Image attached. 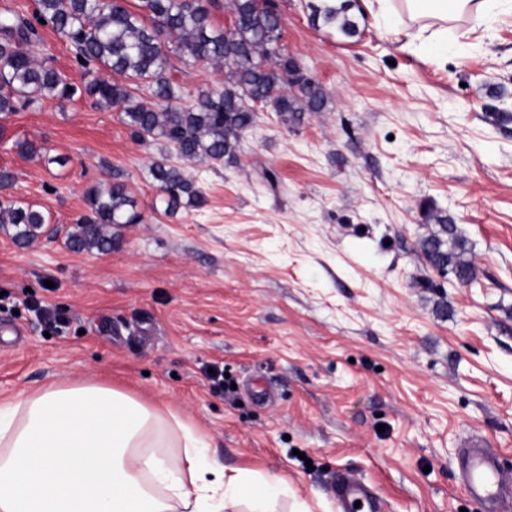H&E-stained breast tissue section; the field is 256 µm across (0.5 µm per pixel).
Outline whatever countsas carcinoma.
<instances>
[{
    "mask_svg": "<svg viewBox=\"0 0 512 512\" xmlns=\"http://www.w3.org/2000/svg\"><path fill=\"white\" fill-rule=\"evenodd\" d=\"M35 20L43 19L76 50L86 72L80 80L66 79L46 62H36L26 49L38 38L34 24L25 18H0V116L7 117L44 98L82 97L93 105L121 108L132 136L141 141L161 137L186 160L221 162L236 157L244 134L255 121V103L272 107L283 121L299 124L306 112H323L327 94L313 79L297 94L283 92L286 84L302 74L294 59L267 38L283 19L276 0H227L235 21L226 34L212 22L218 0H34ZM313 25L333 29L352 38L359 23L349 15L348 0H317L307 4ZM194 61L224 65V87L192 93L188 107L179 99L168 76V53ZM108 71L126 79L114 82L89 70ZM145 87L156 100L143 103L133 87ZM149 173L165 196L173 214L183 205H197L202 196L194 182L166 160H155ZM89 214L69 235L77 251L112 250L117 236L108 228L137 224L142 216L120 177L108 185L92 186L84 195ZM427 224L435 225L419 240V249L435 269L451 268L458 279L474 278L473 262L466 257V243L448 214L428 205L422 210ZM46 218L31 205L0 202V224L15 228L14 239L25 244L41 233Z\"/></svg>",
    "mask_w": 512,
    "mask_h": 512,
    "instance_id": "obj_1",
    "label": "carcinoma"
}]
</instances>
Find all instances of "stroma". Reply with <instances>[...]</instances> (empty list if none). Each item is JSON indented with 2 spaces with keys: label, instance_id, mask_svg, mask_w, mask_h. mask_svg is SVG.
I'll list each match as a JSON object with an SVG mask.
<instances>
[{
  "label": "stroma",
  "instance_id": "obj_1",
  "mask_svg": "<svg viewBox=\"0 0 512 512\" xmlns=\"http://www.w3.org/2000/svg\"><path fill=\"white\" fill-rule=\"evenodd\" d=\"M280 8L284 50L328 104L298 125L258 111L235 161L138 142L123 112L82 98L0 120L15 176L0 200L49 218L27 245L0 226V398L113 387L194 427L211 460L287 478L274 512H338L342 472L379 512H484L460 461L478 440L512 473V15L443 55L369 14L345 38L313 27L306 0ZM39 35L34 58L80 78L70 43ZM168 75L184 106L224 84L223 68L176 56ZM162 158L199 205L166 214L149 173ZM116 174L141 222L109 252L72 251L85 191ZM426 202L465 239L470 285L421 255Z\"/></svg>",
  "mask_w": 512,
  "mask_h": 512
}]
</instances>
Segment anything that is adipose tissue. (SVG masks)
<instances>
[{
  "label": "adipose tissue",
  "instance_id": "obj_1",
  "mask_svg": "<svg viewBox=\"0 0 512 512\" xmlns=\"http://www.w3.org/2000/svg\"><path fill=\"white\" fill-rule=\"evenodd\" d=\"M393 26L416 23L447 52L450 22L512 14V0H367ZM182 453L172 456V444ZM205 440L112 387L65 380L0 402V512H268L264 477L202 463Z\"/></svg>",
  "mask_w": 512,
  "mask_h": 512
}]
</instances>
